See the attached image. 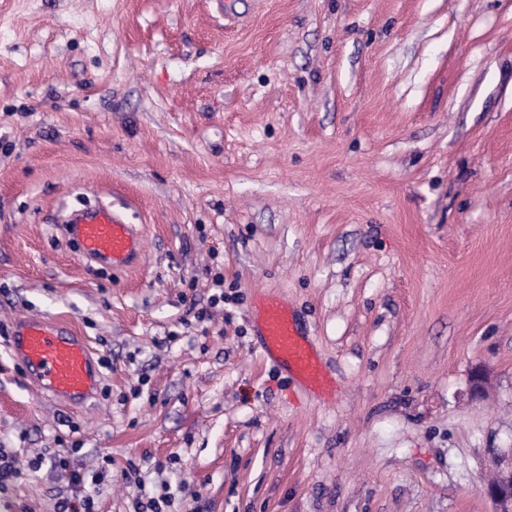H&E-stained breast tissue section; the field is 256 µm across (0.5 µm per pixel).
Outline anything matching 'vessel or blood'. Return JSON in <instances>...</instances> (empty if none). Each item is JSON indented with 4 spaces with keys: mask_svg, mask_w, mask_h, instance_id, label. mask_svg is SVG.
Listing matches in <instances>:
<instances>
[{
    "mask_svg": "<svg viewBox=\"0 0 512 512\" xmlns=\"http://www.w3.org/2000/svg\"><path fill=\"white\" fill-rule=\"evenodd\" d=\"M65 230L84 258L113 268H127L136 261L140 235L111 205L72 211ZM255 314L261 359L283 367L316 393H331L333 382L288 305L268 295L257 299ZM11 356L28 370L30 383L53 400L85 403L96 395L99 373L92 353L83 337L67 326L47 320L17 322Z\"/></svg>",
    "mask_w": 512,
    "mask_h": 512,
    "instance_id": "1",
    "label": "vessel or blood"
}]
</instances>
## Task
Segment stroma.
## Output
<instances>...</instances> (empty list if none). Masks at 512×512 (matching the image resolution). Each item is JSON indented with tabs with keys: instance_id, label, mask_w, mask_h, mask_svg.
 Wrapping results in <instances>:
<instances>
[{
	"instance_id": "35a3bbf8",
	"label": "stroma",
	"mask_w": 512,
	"mask_h": 512,
	"mask_svg": "<svg viewBox=\"0 0 512 512\" xmlns=\"http://www.w3.org/2000/svg\"><path fill=\"white\" fill-rule=\"evenodd\" d=\"M92 195L139 231L133 267L57 224ZM217 273L238 298L212 309ZM268 292L333 395L255 355ZM21 318L110 359L93 400L30 385ZM0 448L23 470L0 512L72 496L28 470L47 448L98 512H133L131 462L172 512H492L481 488L512 455V0H0Z\"/></svg>"
}]
</instances>
